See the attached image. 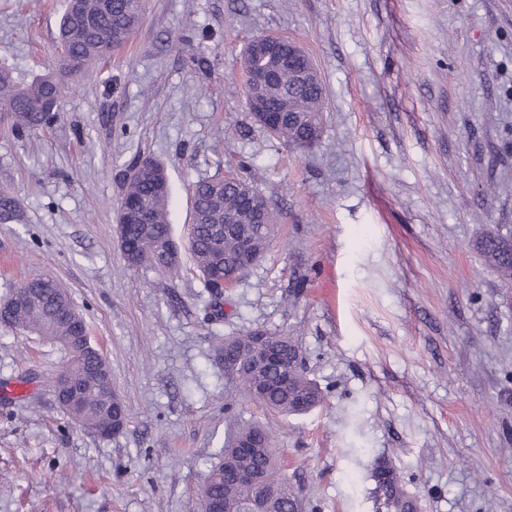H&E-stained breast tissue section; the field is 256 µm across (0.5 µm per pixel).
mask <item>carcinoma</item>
<instances>
[{
    "instance_id": "1",
    "label": "carcinoma",
    "mask_w": 512,
    "mask_h": 512,
    "mask_svg": "<svg viewBox=\"0 0 512 512\" xmlns=\"http://www.w3.org/2000/svg\"><path fill=\"white\" fill-rule=\"evenodd\" d=\"M145 0H84L82 13L77 15L66 8L60 21L59 42L64 54L70 57L72 72L85 73L90 63L120 49L140 25ZM61 88L51 76H45L21 86L12 71L0 67V108L12 113L21 129L38 128L59 111ZM268 112L288 110L292 117L269 131L270 136L295 149L313 146L323 130L325 90L317 69L304 82L293 76L276 78L270 86L257 93ZM140 175L125 182L124 195L131 202L145 205L151 212L153 224H120L118 232L129 250L153 258V265L178 273L179 258L175 256L171 226L168 222L169 193L159 190L158 181L167 177L163 165L149 158ZM194 242L191 247L196 269L205 286L210 288L213 314L221 313L222 297L213 288L212 274L231 269L239 261L238 237L233 230H224V219L231 213L245 216L251 222L253 251L263 258L278 234L277 216L266 197L254 186L250 177L238 175L222 182L203 179L192 186ZM13 221L24 220L18 200L11 194L0 193V213ZM485 260L497 271L500 280L512 284V242L489 236L480 243ZM23 297L21 304L0 314V323L14 329L34 332L62 345L69 354L57 380L84 387L86 400L75 412V423L84 429L98 432L112 424V407L98 385L89 382L94 376L108 380L112 374L102 355H92L74 344L70 324L58 317L64 307L74 304L61 283L51 277L29 280L15 288L9 299ZM266 341L281 347L288 365V386H281L276 374L254 364L252 332L224 338L215 347L217 361L228 371L231 387L224 394L225 409L231 411L242 398L285 415L302 414L319 405L323 394L308 377L302 350L291 336L264 332ZM250 443L254 453L246 458L236 456L237 446ZM254 472L258 481L246 487L235 483L226 471L229 463ZM376 493L383 499L387 512H410L413 501L407 496L403 479L387 462L379 463L374 471ZM260 497L267 504L266 512H302L298 493L281 473L275 437L264 425L254 422L236 426L217 453V462L210 469L201 491V505L218 502L224 512H247L250 497Z\"/></svg>"
}]
</instances>
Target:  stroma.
Returning a JSON list of instances; mask_svg holds the SVG:
<instances>
[{"label": "stroma", "mask_w": 512, "mask_h": 512, "mask_svg": "<svg viewBox=\"0 0 512 512\" xmlns=\"http://www.w3.org/2000/svg\"><path fill=\"white\" fill-rule=\"evenodd\" d=\"M64 0H0V64L63 87L47 125L0 111V298L51 277L106 357L128 414L103 437L58 406L64 350L0 325V512H198L229 432L213 339L298 337L324 402L267 425L308 512H378L373 469L417 512H512V288L481 257L512 241V0H146L139 29L88 73L57 47ZM297 41L325 87L300 151L251 117L241 54ZM161 162L182 244L170 276L127 266L122 176ZM245 173L279 214L222 314L186 251L192 185Z\"/></svg>", "instance_id": "1"}]
</instances>
